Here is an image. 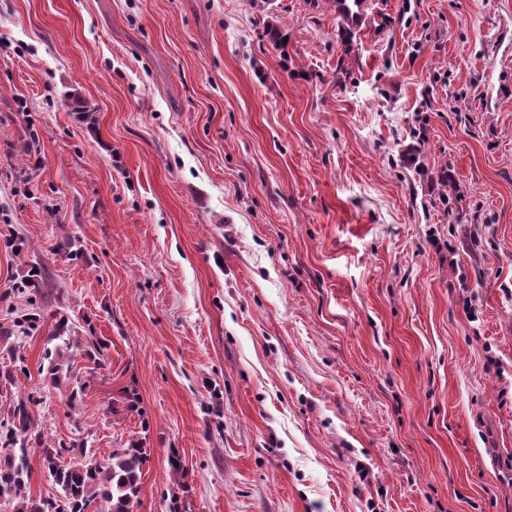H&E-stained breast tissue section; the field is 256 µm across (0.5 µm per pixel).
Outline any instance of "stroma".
<instances>
[{"mask_svg": "<svg viewBox=\"0 0 512 512\" xmlns=\"http://www.w3.org/2000/svg\"><path fill=\"white\" fill-rule=\"evenodd\" d=\"M272 5L284 56L250 0H0L27 493L137 440L138 512H512V0ZM324 2L336 10L341 21V27L346 34L351 33V27L359 26L361 23L363 18L361 4L363 0H325Z\"/></svg>", "mask_w": 512, "mask_h": 512, "instance_id": "obj_1", "label": "stroma"}]
</instances>
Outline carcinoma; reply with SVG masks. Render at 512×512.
<instances>
[{"mask_svg": "<svg viewBox=\"0 0 512 512\" xmlns=\"http://www.w3.org/2000/svg\"><path fill=\"white\" fill-rule=\"evenodd\" d=\"M269 0H261L265 16L263 34L281 53H286L288 37L283 33L275 13L265 8ZM338 13L345 33L361 23L363 0H325ZM52 381L64 372L63 348L45 353ZM18 401L0 420V499L14 504V512H89L99 504L105 512H137L140 504L143 466L148 461L147 449L132 442L115 448L104 465L90 460L91 453L75 443L48 444L42 449L48 477L59 488L54 498L34 499L27 495L30 480L29 437L32 418L27 402Z\"/></svg>", "mask_w": 512, "mask_h": 512, "instance_id": "cac0c4a2", "label": "carcinoma"}]
</instances>
